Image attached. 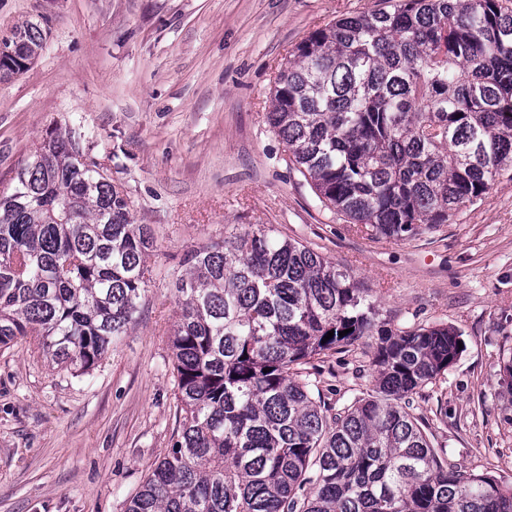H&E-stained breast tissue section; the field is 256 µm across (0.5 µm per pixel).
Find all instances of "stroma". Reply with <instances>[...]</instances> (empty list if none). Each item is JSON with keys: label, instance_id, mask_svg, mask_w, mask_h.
<instances>
[{"label": "stroma", "instance_id": "obj_1", "mask_svg": "<svg viewBox=\"0 0 512 512\" xmlns=\"http://www.w3.org/2000/svg\"><path fill=\"white\" fill-rule=\"evenodd\" d=\"M381 0H0V37L43 46L0 82V193L49 131L79 137L147 225L135 325L90 376L31 341L0 348V512H124L179 431L170 339L187 251L273 229L369 288L394 328L446 325L463 345L411 413L454 471L512 482V172L432 233L373 239L322 208L266 114L288 52ZM375 339L305 365L328 401L371 394Z\"/></svg>", "mask_w": 512, "mask_h": 512}]
</instances>
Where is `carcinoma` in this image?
<instances>
[{
	"label": "carcinoma",
	"mask_w": 512,
	"mask_h": 512,
	"mask_svg": "<svg viewBox=\"0 0 512 512\" xmlns=\"http://www.w3.org/2000/svg\"><path fill=\"white\" fill-rule=\"evenodd\" d=\"M42 44L35 24L0 38V79ZM267 121L324 207L376 238L432 232L512 171V0H385L314 30ZM152 245L80 140L42 139L0 194V345L90 373L134 324ZM175 290L180 434L126 512H512L400 404L457 360L455 331L383 328L349 270L269 229L187 252ZM374 335L375 394L332 412L298 366Z\"/></svg>",
	"instance_id": "obj_1"
}]
</instances>
